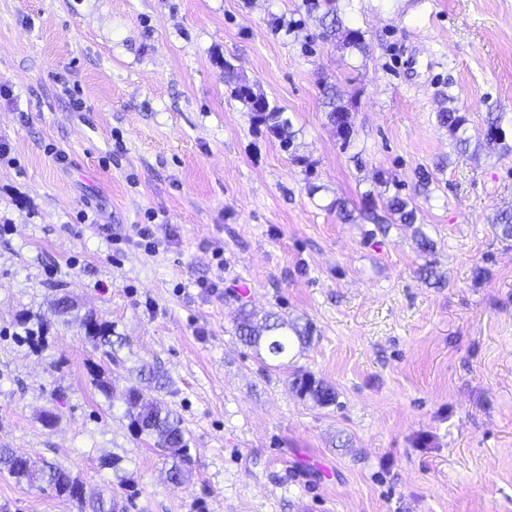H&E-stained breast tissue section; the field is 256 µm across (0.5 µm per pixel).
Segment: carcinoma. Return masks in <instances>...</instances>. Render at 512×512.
Masks as SVG:
<instances>
[{"mask_svg": "<svg viewBox=\"0 0 512 512\" xmlns=\"http://www.w3.org/2000/svg\"><path fill=\"white\" fill-rule=\"evenodd\" d=\"M337 3L338 0H303L307 13L318 15L322 40L334 41L351 54L366 53L368 45L365 33L345 24ZM224 81L232 88V95L250 112L253 125L265 127L279 140L284 151H291L296 132L283 110L265 94L254 91L246 80L239 78L234 66L227 60L224 61ZM440 96L446 99L447 105L436 112V122L454 138L455 148L465 153L470 146V138L464 136L466 116L452 106L453 96L443 91ZM322 106L326 120L334 127L342 146H348L352 130L351 115L336 87H322ZM500 120L499 116L488 115L484 131L485 145L489 148L499 147L504 155L511 154L512 145L507 143L506 132ZM383 208L387 212V224L411 226L419 221L417 203L398 191L383 201ZM493 226L502 239H512V210H503L496 214ZM81 326L87 341L94 350L100 352L102 361L112 363L118 360L117 349L122 347L123 338L119 336L117 340H112V325L89 313L83 317ZM236 333L261 360L274 361L283 366L294 343L303 346L310 342L313 328L308 323L302 325L296 320L281 318L273 312L259 318L255 312L243 308L236 324ZM137 375L145 377L155 392H161L169 386L168 377L157 371L145 372L140 369ZM92 384L107 400L117 397L123 402L130 427L137 435L152 439L154 445L168 452L173 459L168 479L174 485L181 484L186 473L178 460L185 457L187 445L180 421L173 410L161 398L146 397L143 388L138 385L115 394L112 381L100 370L93 373ZM291 386L298 397L308 399L318 407H328L336 402L334 388L308 374L296 375ZM123 462L124 458L117 454L104 455L100 459L102 467L112 469L113 478L119 488L130 482L129 471L122 466ZM0 474L8 475L18 484L44 483L56 495L76 502L80 509L87 508L89 512H116L118 506L117 495L112 493V488L108 487L106 491H99L88 498L83 495V481L72 476L67 468L47 462L36 469L27 456L5 446H0Z\"/></svg>", "mask_w": 512, "mask_h": 512, "instance_id": "obj_1", "label": "carcinoma"}]
</instances>
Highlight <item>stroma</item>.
Instances as JSON below:
<instances>
[{
    "label": "stroma",
    "mask_w": 512,
    "mask_h": 512,
    "mask_svg": "<svg viewBox=\"0 0 512 512\" xmlns=\"http://www.w3.org/2000/svg\"><path fill=\"white\" fill-rule=\"evenodd\" d=\"M338 6L366 54L321 40L302 0H0V446L89 491L113 479L102 456L125 457V512H512V241L492 226L512 155L481 145L491 113L512 143V0ZM228 61L284 108L296 154L256 130ZM443 90L467 153L435 121ZM379 170L416 195L441 284L420 279L411 227L329 211L360 206ZM151 213L169 240L153 255L132 242ZM244 303L310 323V343L264 366L235 332ZM90 312L126 341L103 365L115 389L143 366L171 378L182 484L93 387ZM24 314L50 318L43 349L17 341ZM297 373L335 404L298 397ZM0 512L79 508L0 479ZM322 106L328 124L334 127L342 145H348L352 133L351 115L344 104L343 97L333 85L325 84L322 87ZM291 386L298 397L309 399L318 407H328L336 402L334 388L308 374L297 373Z\"/></svg>",
    "instance_id": "obj_1"
}]
</instances>
